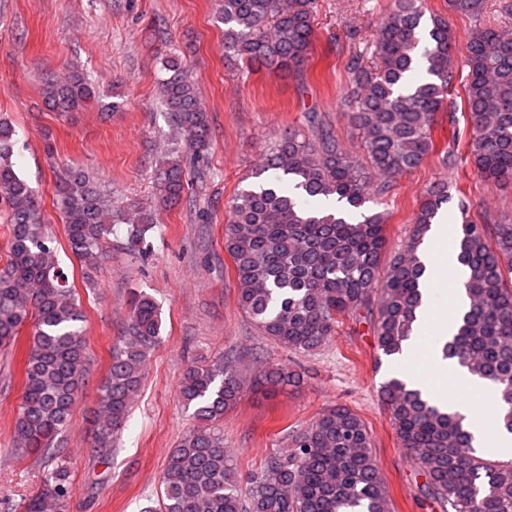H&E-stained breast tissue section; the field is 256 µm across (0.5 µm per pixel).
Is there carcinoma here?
<instances>
[{
  "mask_svg": "<svg viewBox=\"0 0 512 512\" xmlns=\"http://www.w3.org/2000/svg\"><path fill=\"white\" fill-rule=\"evenodd\" d=\"M485 5L486 0H448V8L475 18ZM314 13L315 0H221L224 56L268 70H294L311 53ZM423 16L422 0H392L375 32L380 63L371 66L359 56L348 62L357 89L347 102L348 115L379 182L362 176L333 132L310 115L312 137L292 129L280 133L255 172L261 183L231 202L224 251L233 262L238 305L277 345L317 351L343 318L374 304V297L377 359L401 354L411 337L421 303L418 248L448 202V185L429 190L413 218L410 244L385 266L387 216L361 208L438 151L434 130L441 109L449 123L455 121V107L447 102L456 78L454 35L435 15L428 40L421 43ZM418 56L427 63L428 78L403 93ZM466 66L467 155L480 177L512 182V30L474 27L466 42ZM163 70L162 106L200 157L208 151L210 133L196 85L176 59L166 61ZM44 97L53 111L71 112L95 97V87L87 74L76 71L47 83ZM13 148V129L0 121V206L8 209L12 227L10 259L0 269V350L13 351L22 328L32 322L13 443L18 455L36 458L45 471L41 492L24 512H68L72 485L67 452L57 438L86 380V315L54 261L38 194L15 170ZM286 183L309 199L334 198L359 218L308 210L288 195ZM157 187L163 202L180 200L185 192L180 156L159 172ZM55 196L68 247L88 274L103 258L111 225H130L133 245L144 244L153 228L150 213L110 212L106 191L82 169L69 171ZM457 243L470 310L444 343L443 357L495 386L497 424L512 433V222L494 225L490 234L464 216ZM161 326L154 299L133 294L126 334L111 348L99 385L91 456L112 454V438L139 393ZM265 381L286 388L296 384L297 374L272 366ZM244 386L238 369L222 355L183 369L180 400L202 425L172 449L159 478L160 496L144 512H392L372 433L345 405L321 411L293 432L288 448L271 455L241 488L216 423L237 405ZM380 397L400 446L416 460L444 512H512V462L479 454L463 417L399 378L387 380Z\"/></svg>",
  "mask_w": 512,
  "mask_h": 512,
  "instance_id": "1",
  "label": "carcinoma"
}]
</instances>
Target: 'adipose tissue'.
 I'll list each match as a JSON object with an SVG mask.
<instances>
[{"mask_svg": "<svg viewBox=\"0 0 512 512\" xmlns=\"http://www.w3.org/2000/svg\"><path fill=\"white\" fill-rule=\"evenodd\" d=\"M447 214H439L436 224L427 235L424 244L420 247L418 255L425 265L421 290L423 303L417 311V320L414 324V334L404 348V357H411L425 337H433L437 343H445L456 332L464 312L469 307V300L464 288H457L449 309L436 310L435 308V284L438 271L443 263L442 258L436 254L438 248L448 239ZM434 360L440 361L442 367L451 372L455 381L460 384L464 392L456 394L454 391L445 390L434 392L430 387L425 374L419 371L404 373L403 378L410 387L420 389L424 395L432 397L435 403L440 405L452 404L461 413H469L470 399L474 396L486 400H494L495 391L487 381L472 375L466 368L456 362L445 359L441 353H434Z\"/></svg>", "mask_w": 512, "mask_h": 512, "instance_id": "obj_1", "label": "adipose tissue"}]
</instances>
